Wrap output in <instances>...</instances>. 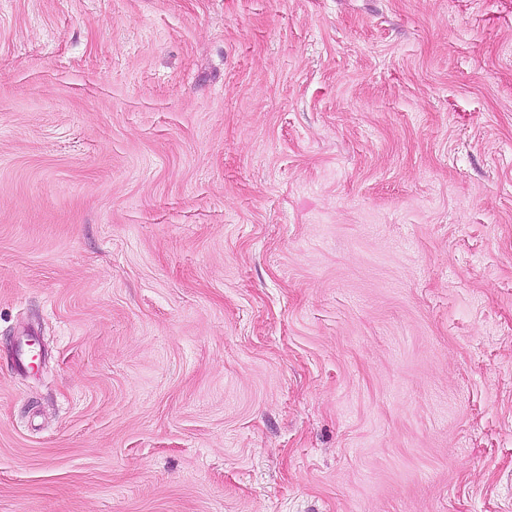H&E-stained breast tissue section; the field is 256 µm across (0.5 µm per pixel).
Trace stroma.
<instances>
[{"mask_svg": "<svg viewBox=\"0 0 512 512\" xmlns=\"http://www.w3.org/2000/svg\"><path fill=\"white\" fill-rule=\"evenodd\" d=\"M0 512H512V0H0Z\"/></svg>", "mask_w": 512, "mask_h": 512, "instance_id": "35a3bbf8", "label": "stroma"}]
</instances>
